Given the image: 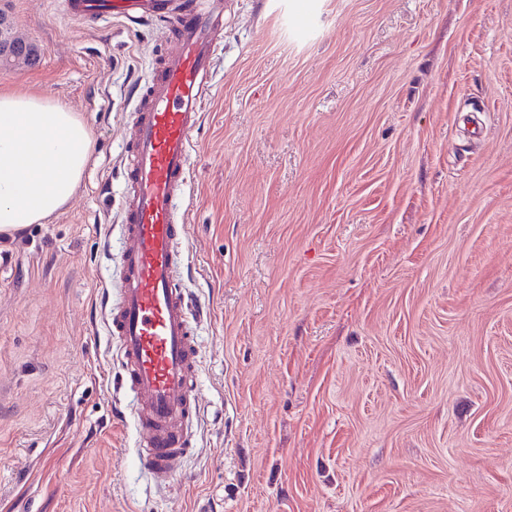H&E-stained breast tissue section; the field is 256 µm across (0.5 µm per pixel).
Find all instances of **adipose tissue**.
I'll use <instances>...</instances> for the list:
<instances>
[{
	"label": "adipose tissue",
	"mask_w": 512,
	"mask_h": 512,
	"mask_svg": "<svg viewBox=\"0 0 512 512\" xmlns=\"http://www.w3.org/2000/svg\"><path fill=\"white\" fill-rule=\"evenodd\" d=\"M91 151V131L77 113L40 96L0 93V232L65 208Z\"/></svg>",
	"instance_id": "adipose-tissue-1"
}]
</instances>
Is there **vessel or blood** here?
<instances>
[{
    "mask_svg": "<svg viewBox=\"0 0 512 512\" xmlns=\"http://www.w3.org/2000/svg\"><path fill=\"white\" fill-rule=\"evenodd\" d=\"M78 19L136 24L172 20V48L130 112L121 165L124 246L119 292L104 289L103 315L120 383L132 399L136 457L159 484L176 480L197 418L198 309L178 273L184 206L211 69L224 29L223 0H65Z\"/></svg>",
    "mask_w": 512,
    "mask_h": 512,
    "instance_id": "vessel-or-blood-1",
    "label": "vessel or blood"
}]
</instances>
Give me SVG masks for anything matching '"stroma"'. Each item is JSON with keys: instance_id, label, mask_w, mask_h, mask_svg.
Here are the masks:
<instances>
[{"instance_id": "stroma-1", "label": "stroma", "mask_w": 512, "mask_h": 512, "mask_svg": "<svg viewBox=\"0 0 512 512\" xmlns=\"http://www.w3.org/2000/svg\"><path fill=\"white\" fill-rule=\"evenodd\" d=\"M0 90L88 122L62 212L0 236V512H512V0H224L184 288L201 417L172 488L100 310L160 26L0 0Z\"/></svg>"}]
</instances>
